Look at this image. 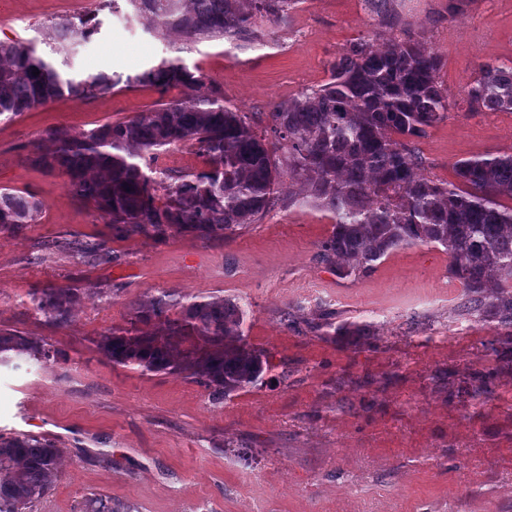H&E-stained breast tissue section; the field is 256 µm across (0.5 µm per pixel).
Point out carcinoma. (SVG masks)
I'll return each instance as SVG.
<instances>
[{"label": "carcinoma", "mask_w": 512, "mask_h": 512, "mask_svg": "<svg viewBox=\"0 0 512 512\" xmlns=\"http://www.w3.org/2000/svg\"><path fill=\"white\" fill-rule=\"evenodd\" d=\"M134 15L152 19L161 34L185 43L224 36L251 41L263 22L280 19L299 0H128ZM382 20L397 16L398 0H367ZM95 16L52 23L61 42L97 33ZM441 55L431 45L391 37L376 47L351 42L329 63V80L280 102L271 132L282 146L275 157L247 116L203 92L202 79L177 59H163L130 84L195 91L185 104L162 101L135 118L79 133L45 130L28 154L34 165L58 170L73 196L101 212L115 234L164 240L174 233L208 238L254 223L274 204L279 178L300 182L297 202L331 214V235L320 257L342 277H361L390 253L439 245L466 288L462 311L492 314L512 326V150L462 159L456 181L423 173L413 146L448 118L451 103L441 81ZM39 70V75L32 74ZM114 86L104 73L76 81L37 56L24 42L0 41V118L12 120L37 104L69 93L94 97ZM469 109L512 112V59L484 62L465 92ZM172 146L196 148L198 173L161 169L159 154ZM32 197L0 190V230L32 223ZM74 256L108 260L105 243L70 240ZM80 289L46 287L32 294L36 313L65 322ZM244 311L231 298L178 300L162 293L133 308L130 327L102 337L112 362L140 372L179 371L199 380L214 400L255 384L270 368L267 352L247 341ZM147 329H142V326ZM325 335L350 332L330 315ZM43 346L0 329V365L11 354L40 355ZM62 450L35 436H0V512H28L52 490ZM79 512H134L126 503L90 493Z\"/></svg>", "instance_id": "obj_1"}]
</instances>
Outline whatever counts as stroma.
Returning <instances> with one entry per match:
<instances>
[{
    "label": "stroma",
    "mask_w": 512,
    "mask_h": 512,
    "mask_svg": "<svg viewBox=\"0 0 512 512\" xmlns=\"http://www.w3.org/2000/svg\"><path fill=\"white\" fill-rule=\"evenodd\" d=\"M98 2L75 10L5 0L0 40L29 44L76 79L122 80L180 59L266 133L274 105L327 82L329 62L351 41L379 47L408 34L442 55L451 102L447 120L415 143L425 174L450 181L456 161L512 148V112H472L464 99L478 63L512 58V0H466L453 12L448 0H403L393 27L378 24L366 0H299L262 24L261 40L190 44L157 36L126 0L102 10ZM91 11L99 30L90 41L54 40L55 19ZM186 96L120 83L0 121V189L42 204L35 223L0 231V329L47 351L0 366V435L41 436L63 451L32 512H78L92 491L136 512H512V327L461 313L464 288L442 249H399L363 277H337L319 257L331 217L296 204L301 186L288 179L241 230L116 239L65 175L25 160L47 128L88 131ZM72 236L106 242L111 261L77 259L63 245ZM48 285L82 291L65 323L32 308V293ZM164 290L238 301L249 342L270 355L261 381L218 403L185 374L105 357L102 336L128 327L132 304ZM287 309L305 322L285 326ZM325 311L357 332L310 329L307 319Z\"/></svg>",
    "instance_id": "1"
}]
</instances>
